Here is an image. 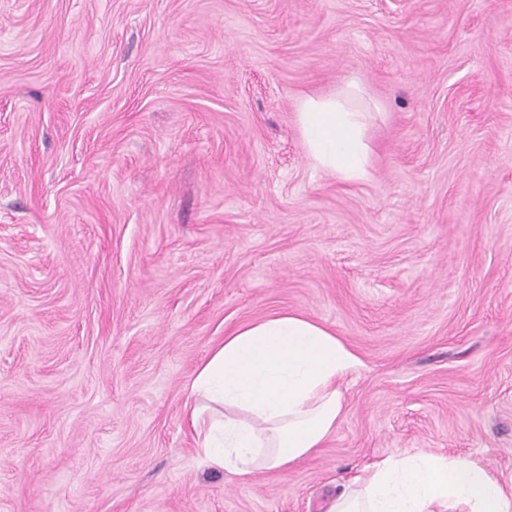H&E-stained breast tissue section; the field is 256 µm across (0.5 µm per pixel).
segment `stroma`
<instances>
[{
	"label": "stroma",
	"mask_w": 512,
	"mask_h": 512,
	"mask_svg": "<svg viewBox=\"0 0 512 512\" xmlns=\"http://www.w3.org/2000/svg\"><path fill=\"white\" fill-rule=\"evenodd\" d=\"M352 83L356 183L296 119ZM284 312L344 417L214 470L185 387ZM418 451L512 483V0H0V512H321Z\"/></svg>",
	"instance_id": "obj_1"
}]
</instances>
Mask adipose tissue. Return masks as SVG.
<instances>
[{
    "mask_svg": "<svg viewBox=\"0 0 512 512\" xmlns=\"http://www.w3.org/2000/svg\"><path fill=\"white\" fill-rule=\"evenodd\" d=\"M314 165L349 182L367 178L366 114L345 98L298 104ZM360 364L325 325L282 313L242 325L197 367L185 410L209 467L238 476L297 464L323 447L344 411L342 379ZM512 512V486L476 462L419 452L376 463L361 490L325 512Z\"/></svg>",
    "mask_w": 512,
    "mask_h": 512,
    "instance_id": "ef3b65f1",
    "label": "adipose tissue"
}]
</instances>
